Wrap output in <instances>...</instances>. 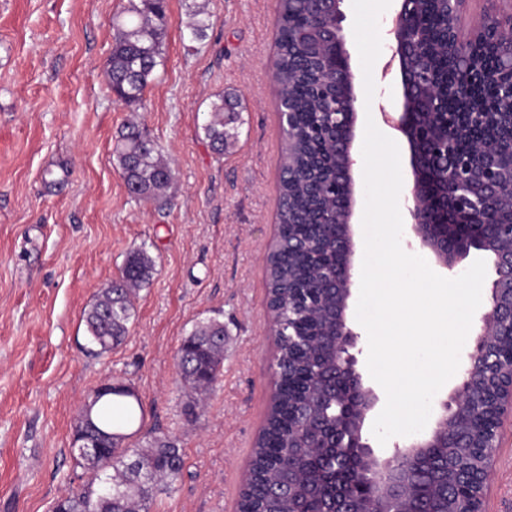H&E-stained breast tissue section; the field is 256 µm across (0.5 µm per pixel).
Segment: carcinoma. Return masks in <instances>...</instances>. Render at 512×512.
I'll list each match as a JSON object with an SVG mask.
<instances>
[{
    "instance_id": "1",
    "label": "carcinoma",
    "mask_w": 512,
    "mask_h": 512,
    "mask_svg": "<svg viewBox=\"0 0 512 512\" xmlns=\"http://www.w3.org/2000/svg\"><path fill=\"white\" fill-rule=\"evenodd\" d=\"M170 17L165 0H128V6L113 17L114 39L106 62L111 91L127 105L142 103L145 90L156 68L163 61V47ZM418 21L426 48L421 62L432 73L437 92L434 103L441 112L458 110L454 88L458 73L448 66V57L434 52L447 29L448 18L442 0H419ZM210 16L203 10L194 13L190 24L196 38L204 36ZM278 25L282 33L277 69L281 76L282 102H293L297 112V131L283 128L281 178L279 183L281 223L295 224L301 218L316 222L321 214L336 212V180L329 177L330 167L312 160L327 152L324 134L328 113L336 111V89L322 96L314 86L317 72L325 68L330 49L326 44L316 5L312 0H279ZM239 96L224 92L210 103L208 121L202 126L205 138L217 155L224 157L236 142L230 125L239 121ZM148 133L130 123L115 147L122 176L130 192L140 201H159L174 178L173 169L160 159L155 142L145 143ZM328 258L317 254H299L288 262V237H283L268 260V286L271 288L283 322H288V278L313 280ZM153 260L145 250L131 253L118 278L98 292L96 302L84 312L91 342L106 353L129 335L135 317L130 296L133 289L149 283ZM213 336H226L224 322L210 317L195 322L177 351L184 383L192 390L207 393L222 376L224 346H216ZM282 383L276 405L269 410L266 427L257 442L255 457L260 462L256 476L241 491V512H288V501L266 496L262 485L288 471V464L310 466L302 452L308 440L300 433L288 447V362H283ZM130 388L117 384L103 385L88 395L81 412L88 417L82 431L86 439L99 440L97 452L77 454V464L90 473L78 490L69 491L57 500L54 512H150L157 494L172 490L183 468V457L174 440L155 436L143 448L122 446L124 436L105 420L93 415L100 403L103 413L114 409L131 421L142 414V407L131 402ZM357 461L348 469L325 466L312 471L319 483L310 489L308 507L319 512L324 497L338 485L356 477ZM110 495H101L102 486Z\"/></svg>"
}]
</instances>
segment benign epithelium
I'll use <instances>...</instances> for the list:
<instances>
[{
    "instance_id": "1",
    "label": "benign epithelium",
    "mask_w": 512,
    "mask_h": 512,
    "mask_svg": "<svg viewBox=\"0 0 512 512\" xmlns=\"http://www.w3.org/2000/svg\"><path fill=\"white\" fill-rule=\"evenodd\" d=\"M344 0H317L323 29L333 42L336 81V214L324 222V249L334 261L320 271L322 297L332 301L333 324L327 348L331 357L318 361L314 381L305 391L307 402L299 403L293 417L301 426L311 425L315 441L311 454L321 456L328 445L321 431L322 418L314 409L332 405L337 410L336 435L370 474L366 483L353 484L336 494L331 512H425L424 496L454 508L459 492L476 495V509L484 512L485 489L491 459L485 449L497 447L499 429L512 409V7L485 12L470 36L460 30L467 0H445L448 5V35L438 50L448 58L468 62L460 76L477 84H494L501 93L486 104L463 112H435L423 105L433 94L432 76L417 66L420 55L416 24V0H399L392 27L402 98L396 106L393 126L409 145L412 186L407 197V215L414 239L429 250L441 267L451 271L471 251H482L493 260V279L483 311L472 337L471 348L458 384L439 401L431 430L392 452L376 450L364 437L365 422L376 408L379 396L365 384L359 367L360 335L348 311L357 280L353 220L357 206L352 149L357 137L361 98L350 66V53L342 22ZM493 40L500 56L499 67L486 70L473 64L476 52ZM493 127L496 135L472 143L465 155L458 143L474 128ZM469 448L476 456L437 454L436 448ZM310 474L294 470L288 486L275 493L288 496L290 512L301 488L310 484Z\"/></svg>"
}]
</instances>
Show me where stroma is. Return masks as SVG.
I'll return each instance as SVG.
<instances>
[{
	"label": "stroma",
	"instance_id": "obj_1",
	"mask_svg": "<svg viewBox=\"0 0 512 512\" xmlns=\"http://www.w3.org/2000/svg\"><path fill=\"white\" fill-rule=\"evenodd\" d=\"M128 0H0V512H52L88 475L72 452L86 396L112 379L133 388L149 432L176 439L183 470L152 512H236L274 391L266 258L283 141L271 64L278 0H168L165 54L140 106L110 90L112 18ZM211 15L193 38L196 10ZM372 76L393 109L398 72ZM240 97L237 142L217 158L203 138L209 103ZM138 121L176 171L169 202L134 199L114 145ZM155 271L134 297L125 341L97 354L83 320L128 253ZM221 316L224 370L195 410L176 352L194 321ZM486 512H512V417L502 421Z\"/></svg>",
	"mask_w": 512,
	"mask_h": 512
}]
</instances>
